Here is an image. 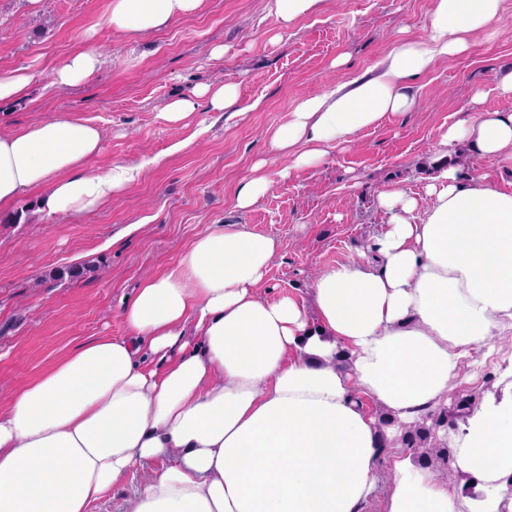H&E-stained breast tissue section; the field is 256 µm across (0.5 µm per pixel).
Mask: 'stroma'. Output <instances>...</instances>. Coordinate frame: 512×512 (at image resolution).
<instances>
[{"label": "stroma", "mask_w": 512, "mask_h": 512, "mask_svg": "<svg viewBox=\"0 0 512 512\" xmlns=\"http://www.w3.org/2000/svg\"><path fill=\"white\" fill-rule=\"evenodd\" d=\"M108 4L0 0V69L35 74L26 98L0 101V133L67 112L102 133L103 152L86 172L115 162L142 167L125 193L93 212L50 217L31 193L0 214V404L79 344L126 335L123 302L211 225L243 224L275 238L262 295L309 299L317 271L372 259L373 238L388 222L383 191L399 188L420 208L430 205L425 187L442 130L487 111L512 113V96L495 90L512 71V0H503L491 30L469 34L466 52L414 80L413 112L358 133L317 165L293 168L270 152V133L303 99L374 76L399 39L423 38L435 0H320L286 27L273 0H201L194 13L136 38L105 23ZM90 39L101 71L53 85V68ZM219 45L221 57L212 53ZM227 80L239 85L242 114L210 111L202 99L181 122L160 119L171 101ZM449 162L512 188L510 156L485 159L464 144ZM260 174L271 190L251 209H235L240 184ZM70 269L80 277H67ZM493 344L483 365L463 368L449 406L512 391V332ZM150 474L133 467L94 512H129Z\"/></svg>", "instance_id": "1"}]
</instances>
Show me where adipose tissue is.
Returning <instances> with one entry per match:
<instances>
[{"label":"adipose tissue","mask_w":512,"mask_h":512,"mask_svg":"<svg viewBox=\"0 0 512 512\" xmlns=\"http://www.w3.org/2000/svg\"><path fill=\"white\" fill-rule=\"evenodd\" d=\"M201 0H110L106 22L139 35ZM503 0H436L420 40L398 42L379 74L303 100L270 147L291 166L322 161L361 131L415 110L412 81L464 53ZM102 63L94 45L61 61L59 86ZM512 154V113L487 112L439 144ZM99 127L61 113L0 134V211L39 190L47 215L109 205L139 169L112 163ZM432 199L380 196L389 214L379 265L346 261L315 278L309 301L261 297L277 242L215 224L177 260L142 279L120 317L130 334L80 344L0 407V512H91L133 466L169 458L131 512H512V394L483 402L451 435L452 466L483 494L463 497L436 470L397 450L382 461L381 425L422 422L447 403L465 362L512 329V190L441 169ZM165 357L144 364L145 353ZM393 484L379 490L381 466Z\"/></svg>","instance_id":"obj_1"}]
</instances>
